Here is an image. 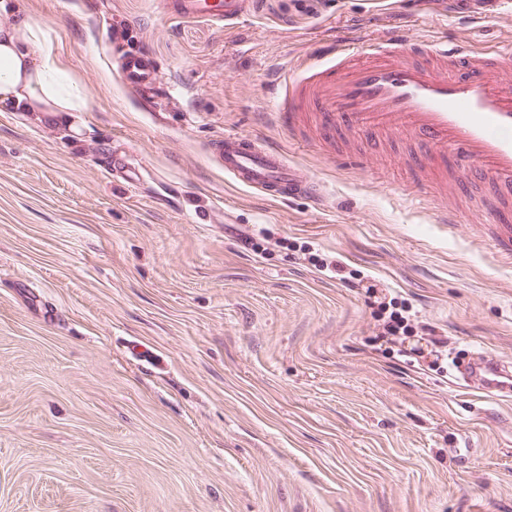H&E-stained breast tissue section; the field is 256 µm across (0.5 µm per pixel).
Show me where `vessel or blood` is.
<instances>
[{"instance_id":"vessel-or-blood-1","label":"vessel or blood","mask_w":512,"mask_h":512,"mask_svg":"<svg viewBox=\"0 0 512 512\" xmlns=\"http://www.w3.org/2000/svg\"><path fill=\"white\" fill-rule=\"evenodd\" d=\"M245 0H172L177 12L227 21L239 15ZM119 65L126 87L150 94L158 71L146 55L121 51ZM512 53L477 51L470 45L438 39L413 48L402 35L368 45L332 40L315 46L303 66L281 71L273 87L274 118L290 140L313 117L318 136L329 148L332 166L349 162L337 153L336 131L361 132L378 139L410 134L422 151L413 168L426 176L436 165L439 181L465 170L471 182L491 183L499 198L481 221L500 227L497 246L512 254V209L501 199L512 196ZM225 176L264 197L282 202L306 199L321 203L324 190L307 169L291 162L277 142L228 134L210 147ZM112 172L127 182L141 171L125 148L112 149ZM459 385L487 394H512V365L476 353L456 363Z\"/></svg>"}]
</instances>
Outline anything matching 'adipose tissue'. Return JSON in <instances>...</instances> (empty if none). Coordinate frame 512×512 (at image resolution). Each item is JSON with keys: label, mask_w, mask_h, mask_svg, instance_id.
Listing matches in <instances>:
<instances>
[{"label": "adipose tissue", "mask_w": 512, "mask_h": 512, "mask_svg": "<svg viewBox=\"0 0 512 512\" xmlns=\"http://www.w3.org/2000/svg\"><path fill=\"white\" fill-rule=\"evenodd\" d=\"M0 106L25 112H79L81 88L70 82L52 40L18 18L0 21Z\"/></svg>", "instance_id": "obj_1"}]
</instances>
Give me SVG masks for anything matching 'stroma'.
<instances>
[{
  "label": "stroma",
  "mask_w": 512,
  "mask_h": 512,
  "mask_svg": "<svg viewBox=\"0 0 512 512\" xmlns=\"http://www.w3.org/2000/svg\"><path fill=\"white\" fill-rule=\"evenodd\" d=\"M0 6L86 93L61 125L0 108V512H512V396L450 368L512 363V258L465 172L423 196L404 146L339 170L288 144L326 188L316 208L236 186L209 152L227 133L286 142L271 80L315 43L512 46V0H248L225 22L169 0ZM118 24L154 97L123 82ZM116 142L136 184L112 174ZM443 198L458 231L434 222ZM387 297L447 339L438 366L386 351Z\"/></svg>",
  "instance_id": "stroma-1"
}]
</instances>
